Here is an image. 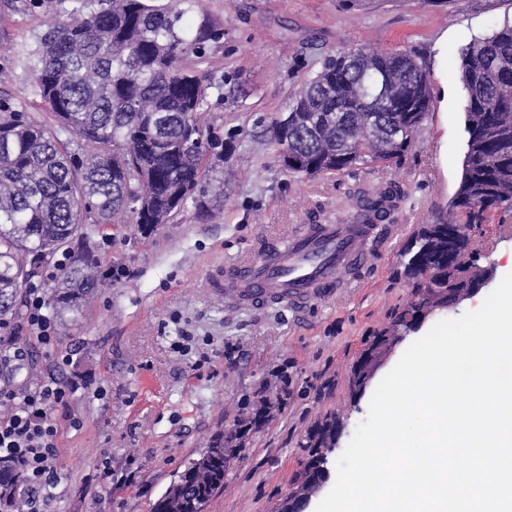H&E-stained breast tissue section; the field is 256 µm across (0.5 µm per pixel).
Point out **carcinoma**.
I'll list each match as a JSON object with an SVG mask.
<instances>
[{"mask_svg": "<svg viewBox=\"0 0 512 512\" xmlns=\"http://www.w3.org/2000/svg\"><path fill=\"white\" fill-rule=\"evenodd\" d=\"M64 19L37 37L30 52L34 92L46 115L0 92V322L19 316L22 287L42 277L59 253L48 305L63 320L99 287L95 237L132 223L149 236L187 208L206 217L224 201L212 184L224 151L236 140L201 123L210 102L234 96L232 77H202L188 64L223 34L191 30L187 10L172 0H56ZM458 76L467 93V148L448 219L421 224L402 251L397 274L410 298L373 332L364 351L388 354V336L429 307L448 288L479 275L478 237L493 211L511 212L512 23L459 53ZM433 108L430 71L408 52L342 48L320 58L293 92L288 130L270 129L277 150L288 147L286 171L297 177L351 174L361 166L389 167L411 147ZM404 199L390 181L356 191L350 214L362 224L394 223ZM454 224L471 234L450 236ZM282 406L265 398L209 439L153 512H196L224 484V457L247 448ZM341 429L325 415L304 435L300 471L291 486L305 491L317 462ZM17 466L0 458V500H12Z\"/></svg>", "mask_w": 512, "mask_h": 512, "instance_id": "1", "label": "carcinoma"}]
</instances>
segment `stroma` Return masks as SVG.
I'll list each match as a JSON object with an SVG mask.
<instances>
[{"instance_id": "stroma-1", "label": "stroma", "mask_w": 512, "mask_h": 512, "mask_svg": "<svg viewBox=\"0 0 512 512\" xmlns=\"http://www.w3.org/2000/svg\"><path fill=\"white\" fill-rule=\"evenodd\" d=\"M54 16L51 2L31 11L0 6V89L32 112L43 106L28 54ZM188 18L224 32L198 70L236 72L243 83L235 102L208 115L240 140L220 165L224 206L206 220L186 211L147 239L132 224L98 237L102 268L123 274L103 279L81 314L57 322L68 365L55 366L33 344L0 371L17 388L50 375L76 388L70 415L80 426L60 424V483L44 512H152L244 403L279 392L284 404L228 470L207 512H276L303 460L301 439L326 414L341 416L337 448L345 450L370 401L351 399L350 367L366 336L407 301L395 276L399 255L418 225L446 217L460 181L467 134L458 54L512 20V0H198ZM362 45L411 51L427 63L434 107L412 147L387 169L289 175L270 141L272 119L321 54ZM387 180L406 195L402 231L363 282L300 308L228 303L226 263L254 253L261 236H289L335 211L355 187ZM479 246L497 277L512 272V213L493 216ZM105 457L108 491L96 478Z\"/></svg>"}]
</instances>
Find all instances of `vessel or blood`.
I'll return each instance as SVG.
<instances>
[{"instance_id": "vessel-or-blood-1", "label": "vessel or blood", "mask_w": 512, "mask_h": 512, "mask_svg": "<svg viewBox=\"0 0 512 512\" xmlns=\"http://www.w3.org/2000/svg\"><path fill=\"white\" fill-rule=\"evenodd\" d=\"M400 230L343 218L305 225L285 242L263 237L255 254L227 266L225 293L244 307L273 300L306 305L333 292L342 270L380 255Z\"/></svg>"}]
</instances>
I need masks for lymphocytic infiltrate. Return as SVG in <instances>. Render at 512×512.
Masks as SVG:
<instances>
[{
    "instance_id": "f902f5d3",
    "label": "lymphocytic infiltrate",
    "mask_w": 512,
    "mask_h": 512,
    "mask_svg": "<svg viewBox=\"0 0 512 512\" xmlns=\"http://www.w3.org/2000/svg\"><path fill=\"white\" fill-rule=\"evenodd\" d=\"M30 340L52 351L58 346L55 320L36 284L27 288L22 319L5 338L11 346L12 359H24ZM72 392V387L54 378L39 380L23 389L9 384L0 386V402L13 404L12 412L0 417V457L14 460L22 471L17 495L24 498L26 512H43L45 500L59 485L58 426L52 412L68 406Z\"/></svg>"
}]
</instances>
